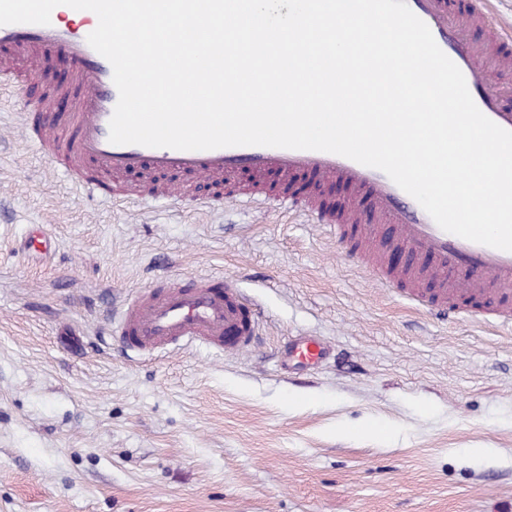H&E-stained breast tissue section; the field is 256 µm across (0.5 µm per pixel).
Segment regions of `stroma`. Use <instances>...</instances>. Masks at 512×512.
Returning a JSON list of instances; mask_svg holds the SVG:
<instances>
[{
    "mask_svg": "<svg viewBox=\"0 0 512 512\" xmlns=\"http://www.w3.org/2000/svg\"><path fill=\"white\" fill-rule=\"evenodd\" d=\"M52 257L24 254L29 229ZM238 275L245 355L129 357L113 299ZM320 336L319 364L280 368ZM0 512H512V327L378 287L299 213L84 197L0 138ZM328 351L326 343L315 337H300L288 343L287 355L296 360V364H314Z\"/></svg>",
    "mask_w": 512,
    "mask_h": 512,
    "instance_id": "35a3bbf8",
    "label": "stroma"
}]
</instances>
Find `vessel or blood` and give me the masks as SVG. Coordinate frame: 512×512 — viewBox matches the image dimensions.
Listing matches in <instances>:
<instances>
[{
	"label": "vessel or blood",
	"instance_id": "1",
	"mask_svg": "<svg viewBox=\"0 0 512 512\" xmlns=\"http://www.w3.org/2000/svg\"><path fill=\"white\" fill-rule=\"evenodd\" d=\"M411 11L430 28L441 50L462 71L479 110L512 131V107L489 77L494 63L490 47L478 44L473 20L492 24L501 53L512 52V34L492 22L491 0H407ZM98 24L88 10L61 5L47 25H0V86L26 95L40 80L38 67L18 63L17 51L40 55L61 50L70 66L71 82L48 83V93L34 108L24 110L18 133L67 174L77 176L88 197L122 200L128 190L119 177L138 173L153 178L148 196H182L179 185L157 182L160 174L184 175L216 183L207 207L230 203L282 205L304 215L316 227L333 232L350 257L363 261L379 285L404 293L409 300L448 315L451 300L469 299V310L512 323V252L475 243L442 230L422 206L381 170L343 156L313 150L237 146L202 151L115 145L109 122L118 101L109 61L87 42ZM71 97V112L58 114L53 103ZM386 224L394 246L407 250L411 264L401 270L384 266L379 254L360 248L355 226ZM24 250L46 256L56 249L51 235L30 233ZM118 335L135 352L168 346L206 345L220 352L248 353L257 341V319L238 279L228 276L223 288L209 280L182 287L163 283L161 291L132 300L118 323ZM328 351L315 337L288 344L287 355L313 364Z\"/></svg>",
	"mask_w": 512,
	"mask_h": 512
}]
</instances>
